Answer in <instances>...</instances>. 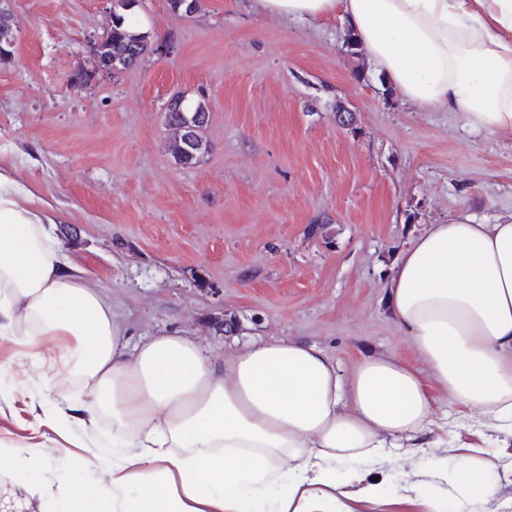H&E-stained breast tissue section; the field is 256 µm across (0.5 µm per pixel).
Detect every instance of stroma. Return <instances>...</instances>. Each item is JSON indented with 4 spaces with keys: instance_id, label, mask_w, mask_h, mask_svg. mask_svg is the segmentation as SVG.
<instances>
[{
    "instance_id": "stroma-1",
    "label": "stroma",
    "mask_w": 512,
    "mask_h": 512,
    "mask_svg": "<svg viewBox=\"0 0 512 512\" xmlns=\"http://www.w3.org/2000/svg\"><path fill=\"white\" fill-rule=\"evenodd\" d=\"M18 40L0 64V160L57 215L76 274L112 299L132 339L178 334L221 355L253 340L313 342L350 367L360 351L415 361L385 307L391 270L427 225L512 214V138L425 110L388 85L340 14L290 20L257 0H199L193 13L139 0L153 45L118 74L90 53L112 0H9ZM91 80L74 87L77 69ZM209 107L207 152L175 162L163 109L174 94ZM347 107L349 125L336 120ZM15 332L0 335V448L41 454L36 512H59L56 475L88 491L86 458L112 445V419L49 392ZM450 457H497L512 497V444L439 398ZM427 456L377 462L393 498L424 478Z\"/></svg>"
}]
</instances>
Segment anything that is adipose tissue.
Masks as SVG:
<instances>
[{
  "label": "adipose tissue",
  "instance_id": "obj_1",
  "mask_svg": "<svg viewBox=\"0 0 512 512\" xmlns=\"http://www.w3.org/2000/svg\"><path fill=\"white\" fill-rule=\"evenodd\" d=\"M271 15L341 12L376 71L422 108L512 137V0H259ZM56 220L0 167V332L83 382L81 407L112 417L97 499L59 474L62 512H356L373 486L347 461L414 457L441 442L434 392L512 436V216L429 225L402 252L387 311L425 371L372 351L342 369L314 343L253 341L224 356L187 336L131 343L107 294L74 273ZM28 512L38 460L15 449ZM496 459L431 469L462 500L501 512ZM140 479L136 496L126 489Z\"/></svg>",
  "mask_w": 512,
  "mask_h": 512
}]
</instances>
